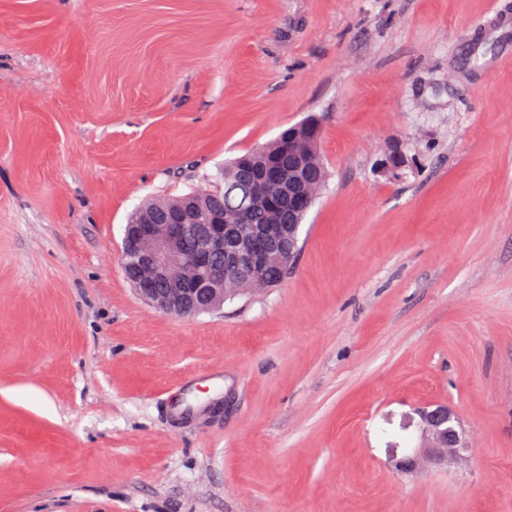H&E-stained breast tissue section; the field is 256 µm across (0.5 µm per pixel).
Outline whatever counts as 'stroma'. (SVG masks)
I'll list each match as a JSON object with an SVG mask.
<instances>
[{
	"label": "stroma",
	"mask_w": 512,
	"mask_h": 512,
	"mask_svg": "<svg viewBox=\"0 0 512 512\" xmlns=\"http://www.w3.org/2000/svg\"><path fill=\"white\" fill-rule=\"evenodd\" d=\"M310 115L287 279L141 300L129 214ZM0 512H512V0H0ZM422 418L421 461H435L447 466L465 460L461 451L468 447L467 437L452 411L446 408L425 410Z\"/></svg>",
	"instance_id": "stroma-1"
}]
</instances>
